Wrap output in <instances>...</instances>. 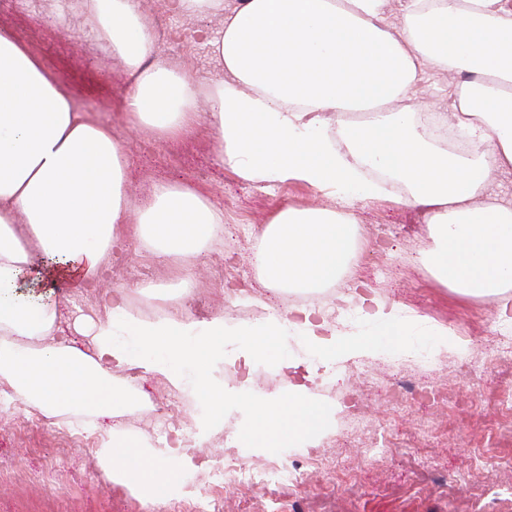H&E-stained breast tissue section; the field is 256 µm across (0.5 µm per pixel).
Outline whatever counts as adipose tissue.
I'll use <instances>...</instances> for the list:
<instances>
[{"mask_svg":"<svg viewBox=\"0 0 512 512\" xmlns=\"http://www.w3.org/2000/svg\"><path fill=\"white\" fill-rule=\"evenodd\" d=\"M385 0H165L191 16L220 13L208 44L220 77L209 87L156 54L139 0H82L96 40L123 64L129 129L182 140L208 110L215 160L242 181L268 190L300 182L344 201L384 196L364 167L408 187L404 205L421 209L435 246L422 262L440 283L467 296L512 290V203H482L491 170H512V0H407L400 29L385 22ZM467 71L452 118L474 141L472 155L442 150L394 109L417 79L420 62ZM368 112L348 126L347 150L328 136L330 117ZM128 164L111 126L81 112L59 79L12 33L0 30V385L44 416L111 425L95 454L113 483L154 506L176 497L182 457L133 438L122 415L145 407L114 369L163 376L193 395L199 435L222 430L224 403L244 413L240 435L255 448H303L330 430L333 409L306 387L265 397L249 384L225 389L220 367L237 362L289 366L283 341L302 337L326 364L402 350L415 321L377 297H361L367 326L347 332L314 312L231 323L197 321L179 310L155 318L129 309L122 295L107 318L79 317L80 341L61 335L53 303L26 300L28 288L83 283L125 239L194 271L222 236L224 210L199 189L156 185L139 207L127 201ZM352 215L312 207L277 208L254 255L274 290L313 291L351 272Z\"/></svg>","mask_w":512,"mask_h":512,"instance_id":"obj_1","label":"adipose tissue"}]
</instances>
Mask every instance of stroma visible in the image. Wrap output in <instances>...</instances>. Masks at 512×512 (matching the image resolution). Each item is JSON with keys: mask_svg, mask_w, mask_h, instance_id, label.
<instances>
[{"mask_svg": "<svg viewBox=\"0 0 512 512\" xmlns=\"http://www.w3.org/2000/svg\"><path fill=\"white\" fill-rule=\"evenodd\" d=\"M140 7L160 56L178 61L200 83L216 76L207 38L221 28L222 15H176L163 0H140ZM0 29L40 57L83 111L119 134L131 156V203L149 195L157 181L175 180L224 209V237L203 252L202 272L193 280H186L176 259L150 256L129 242L95 287L54 293L61 314L106 317L103 295L120 290L180 305L197 320L219 313L256 320L257 310L283 297L263 286L252 256L262 227L286 203L352 212L358 219L356 277H341L317 292V308L328 319L357 310L353 296L366 292L426 325L447 328L466 345L462 356L437 352L419 336L408 352L337 364L331 384L325 366L308 358L298 374L316 398L335 407L331 431L311 448L236 447L249 466L306 473L298 485L266 488L267 512H512V323L498 317L512 297H463L438 283L421 262L434 246L429 228L421 213L394 195L350 203L298 183L261 190L215 162L205 120L181 141L127 130L118 107L126 91L122 64L93 40L87 18L57 17L49 0H13L0 12ZM456 85V78L425 62L404 102H430L449 125ZM131 381L150 404L132 416L139 435L164 417L190 422V394H177L154 375L135 374ZM175 395L179 403L170 404ZM241 421L235 408L226 407L222 431L208 435L203 448L186 446L188 477L222 459L224 434L239 433ZM101 437L45 418L20 401L1 407L0 512H153L138 494L110 481L95 455Z\"/></svg>", "mask_w": 512, "mask_h": 512, "instance_id": "stroma-1", "label": "stroma"}]
</instances>
